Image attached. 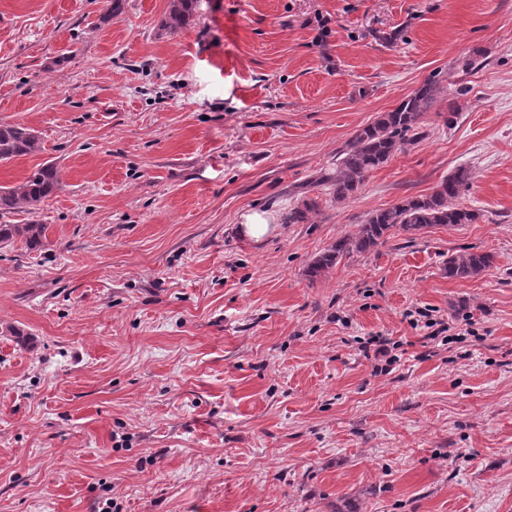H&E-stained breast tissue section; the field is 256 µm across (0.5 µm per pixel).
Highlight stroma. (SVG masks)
Here are the masks:
<instances>
[{
	"mask_svg": "<svg viewBox=\"0 0 512 512\" xmlns=\"http://www.w3.org/2000/svg\"><path fill=\"white\" fill-rule=\"evenodd\" d=\"M107 6L0 0V122L41 144L0 186L63 182L7 217L44 247L0 245V512H512V0H200L175 34L167 0ZM430 78L421 138L334 201L320 171ZM460 167L476 223L308 280ZM463 248L492 267L450 278ZM434 310L430 309H417L414 312L410 311L408 313V317H412L413 313H416L420 319L411 318L410 322L414 328L419 326V322H422L423 325L421 327L426 329H432L425 336L426 339L435 340L439 336H443V334L448 333V335H444L441 339V342L446 345L452 342H462L466 340V336H473V329L469 326L471 322L469 318H465V328L461 325H457L458 327H451L447 322H444L442 319L434 318L433 315ZM455 329V331H454ZM452 332V333H451ZM454 332V333H453ZM445 342V343H444Z\"/></svg>",
	"mask_w": 512,
	"mask_h": 512,
	"instance_id": "1",
	"label": "stroma"
}]
</instances>
